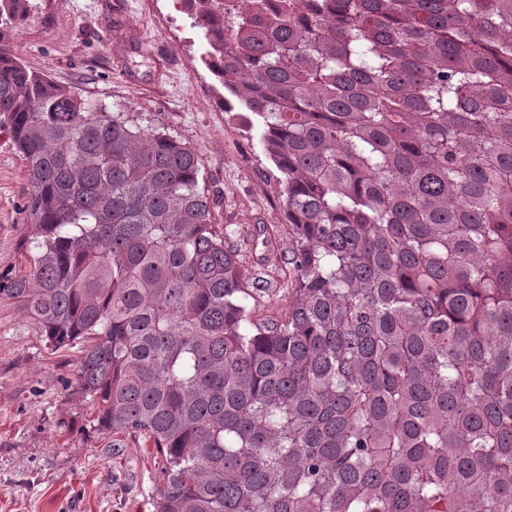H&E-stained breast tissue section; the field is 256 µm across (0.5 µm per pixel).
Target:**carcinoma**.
Masks as SVG:
<instances>
[{
    "instance_id": "obj_1",
    "label": "carcinoma",
    "mask_w": 512,
    "mask_h": 512,
    "mask_svg": "<svg viewBox=\"0 0 512 512\" xmlns=\"http://www.w3.org/2000/svg\"><path fill=\"white\" fill-rule=\"evenodd\" d=\"M181 2L281 174L263 276L193 148L30 70L40 3L0 0L30 223L0 301L163 458L155 512H512V0ZM254 298L255 301L249 299L251 305L255 302L260 307V311H265L268 315H277L288 308L292 290L288 288L287 284L274 283L266 292L258 293Z\"/></svg>"
}]
</instances>
